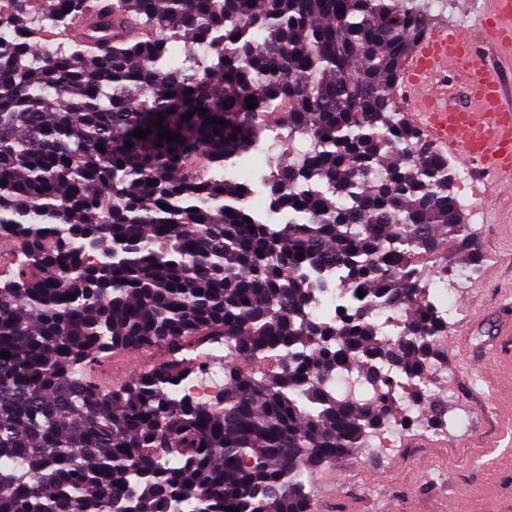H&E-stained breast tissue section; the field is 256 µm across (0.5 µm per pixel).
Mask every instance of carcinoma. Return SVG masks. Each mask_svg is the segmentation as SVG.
Here are the masks:
<instances>
[{
    "instance_id": "obj_1",
    "label": "carcinoma",
    "mask_w": 512,
    "mask_h": 512,
    "mask_svg": "<svg viewBox=\"0 0 512 512\" xmlns=\"http://www.w3.org/2000/svg\"><path fill=\"white\" fill-rule=\"evenodd\" d=\"M97 7L0 10V227L15 248L0 277V512H311L312 474L396 413L387 370L428 392L448 321L425 285L453 275L448 244L471 246L448 157L395 98L427 4ZM77 20L71 44L38 51ZM159 119L180 141H159ZM271 136L311 145L273 157L262 186L281 220L266 224L224 170ZM327 288L334 321L312 314ZM392 310L402 330L385 336ZM219 341L222 395L175 396L202 370L189 352ZM158 349L112 388L90 376ZM351 365L371 397L336 390ZM427 409L431 427L448 418L445 400ZM131 356H135L137 359H142L143 368L141 370L131 371V369L128 367L127 360ZM157 356L158 354L154 356L147 353H141L139 351L120 353L119 355L112 358V373L109 372V375L112 377L113 382H123L142 372L152 361H154V358H157Z\"/></svg>"
}]
</instances>
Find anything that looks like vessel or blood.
Segmentation results:
<instances>
[{
	"instance_id": "vessel-or-blood-1",
	"label": "vessel or blood",
	"mask_w": 512,
	"mask_h": 512,
	"mask_svg": "<svg viewBox=\"0 0 512 512\" xmlns=\"http://www.w3.org/2000/svg\"><path fill=\"white\" fill-rule=\"evenodd\" d=\"M512 59V0H489L478 34L439 25L417 45L396 83L428 137L512 187V87L488 51ZM459 72L466 101L452 105L445 72Z\"/></svg>"
}]
</instances>
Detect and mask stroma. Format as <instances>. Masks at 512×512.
<instances>
[{
	"label": "stroma",
	"instance_id": "obj_1",
	"mask_svg": "<svg viewBox=\"0 0 512 512\" xmlns=\"http://www.w3.org/2000/svg\"><path fill=\"white\" fill-rule=\"evenodd\" d=\"M485 0H435L433 24L478 32ZM454 191L477 252L478 268L465 272L448 321L439 387L448 412H466L467 427L447 435L414 428L393 450L362 448L315 472L306 488L314 512H350L363 502L381 512L386 501L416 512H448L462 501L470 512H512V352L493 347L500 312H512V194H474L477 165L451 158Z\"/></svg>",
	"mask_w": 512,
	"mask_h": 512
}]
</instances>
